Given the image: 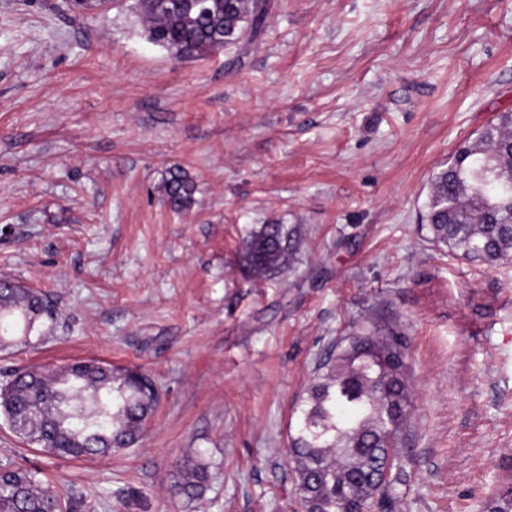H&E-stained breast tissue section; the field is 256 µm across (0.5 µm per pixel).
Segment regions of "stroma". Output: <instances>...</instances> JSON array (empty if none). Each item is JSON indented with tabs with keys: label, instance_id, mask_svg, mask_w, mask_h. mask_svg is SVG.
Wrapping results in <instances>:
<instances>
[{
	"label": "stroma",
	"instance_id": "35a3bbf8",
	"mask_svg": "<svg viewBox=\"0 0 512 512\" xmlns=\"http://www.w3.org/2000/svg\"><path fill=\"white\" fill-rule=\"evenodd\" d=\"M0 0V276L55 305L11 370L139 367L162 402L137 447L68 459L0 425V462L76 512H301L294 411L340 337L410 339L390 512H483L512 487V265L421 227L430 180L512 111V0H268L261 35L178 62L133 8L80 19ZM241 57L242 68L230 67ZM184 168L196 202L163 201ZM294 231L282 274L241 246ZM204 497L172 491L187 458ZM161 188L166 203L174 212L185 211L195 204L196 182L182 168L173 167L167 170ZM183 480L175 485L173 495L188 502L198 501L211 478L210 464L202 458L188 460Z\"/></svg>",
	"mask_w": 512,
	"mask_h": 512
}]
</instances>
